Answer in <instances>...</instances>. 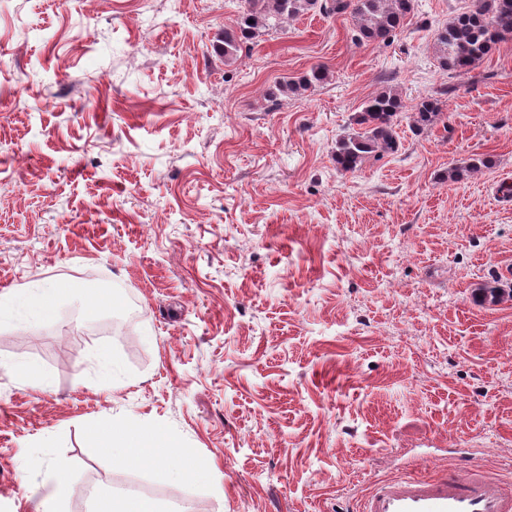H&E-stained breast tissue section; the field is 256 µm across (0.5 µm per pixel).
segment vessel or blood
<instances>
[{"label": "vessel or blood", "instance_id": "b4317fda", "mask_svg": "<svg viewBox=\"0 0 512 512\" xmlns=\"http://www.w3.org/2000/svg\"><path fill=\"white\" fill-rule=\"evenodd\" d=\"M357 512H512V489L484 473L460 476L452 462L430 478L404 476L374 483Z\"/></svg>", "mask_w": 512, "mask_h": 512}]
</instances>
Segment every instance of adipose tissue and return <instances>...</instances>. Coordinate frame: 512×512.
<instances>
[{
	"mask_svg": "<svg viewBox=\"0 0 512 512\" xmlns=\"http://www.w3.org/2000/svg\"><path fill=\"white\" fill-rule=\"evenodd\" d=\"M72 292L68 282L38 280L1 297L0 310L6 308L32 319H49L55 315L61 298ZM90 440L95 450L111 454L114 463L129 467L148 464L163 468L180 452L175 439L144 427L99 426L91 430Z\"/></svg>",
	"mask_w": 512,
	"mask_h": 512,
	"instance_id": "adipose-tissue-1",
	"label": "adipose tissue"
}]
</instances>
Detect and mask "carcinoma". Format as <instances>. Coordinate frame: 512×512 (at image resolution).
I'll return each instance as SVG.
<instances>
[{
	"mask_svg": "<svg viewBox=\"0 0 512 512\" xmlns=\"http://www.w3.org/2000/svg\"><path fill=\"white\" fill-rule=\"evenodd\" d=\"M243 10L237 25L224 29L215 52L224 56V64L236 63L241 54L249 51L255 40L289 18L309 12L325 15L349 14L356 40L382 41L391 37L414 10L413 0H242ZM512 39V0H472V4L457 13L435 31L434 45L441 70L465 76L502 41ZM329 79L323 65H314L302 76L285 77L276 82L268 93L269 102L278 105L279 96L302 95ZM437 95L424 97L412 108V128L423 132L437 122L442 114L443 101ZM405 108L403 96L395 86L387 85L368 98L354 118L355 128L336 141V168L353 172L371 157L380 158L398 152L400 137L396 120ZM487 166V161L474 158L464 165L448 168V180L460 181ZM497 286L485 285L476 290L475 301L496 303L505 294Z\"/></svg>",
	"mask_w": 512,
	"mask_h": 512,
	"instance_id": "carcinoma-1",
	"label": "carcinoma"
}]
</instances>
